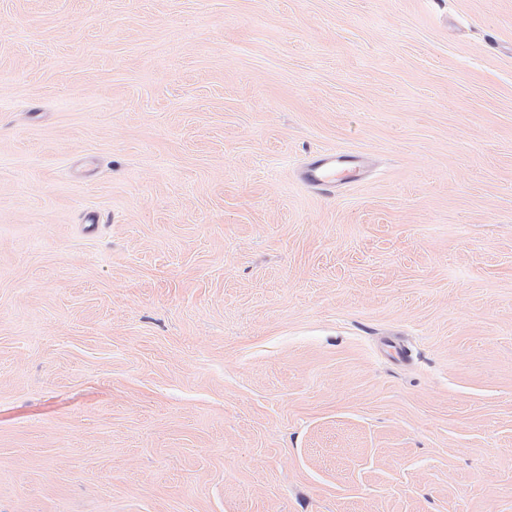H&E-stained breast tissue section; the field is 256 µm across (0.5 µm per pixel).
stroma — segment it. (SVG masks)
I'll use <instances>...</instances> for the list:
<instances>
[{
  "label": "stroma",
  "instance_id": "stroma-1",
  "mask_svg": "<svg viewBox=\"0 0 512 512\" xmlns=\"http://www.w3.org/2000/svg\"><path fill=\"white\" fill-rule=\"evenodd\" d=\"M0 512H512V0H0ZM362 161V155L353 151H319L306 161L302 181L310 188L331 191L338 183L358 180Z\"/></svg>",
  "mask_w": 512,
  "mask_h": 512
}]
</instances>
